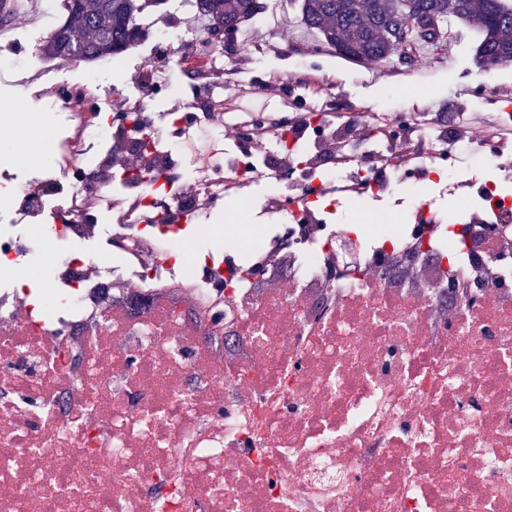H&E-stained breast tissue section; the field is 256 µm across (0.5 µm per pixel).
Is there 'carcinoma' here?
Listing matches in <instances>:
<instances>
[{
  "mask_svg": "<svg viewBox=\"0 0 512 512\" xmlns=\"http://www.w3.org/2000/svg\"><path fill=\"white\" fill-rule=\"evenodd\" d=\"M191 6L210 33L236 30L266 9L258 0H191ZM152 7L154 0H63L66 21L48 34L44 52L76 62L122 54L147 36L137 17ZM300 10L304 25L348 58L381 62L412 46L435 48L445 25L459 22L480 35L479 67L512 63L509 0H301ZM419 16L440 24L438 38L417 32L412 22Z\"/></svg>",
  "mask_w": 512,
  "mask_h": 512,
  "instance_id": "carcinoma-1",
  "label": "carcinoma"
}]
</instances>
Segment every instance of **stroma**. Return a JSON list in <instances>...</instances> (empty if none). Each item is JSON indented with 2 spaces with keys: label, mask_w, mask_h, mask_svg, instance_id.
<instances>
[{
  "label": "stroma",
  "mask_w": 512,
  "mask_h": 512,
  "mask_svg": "<svg viewBox=\"0 0 512 512\" xmlns=\"http://www.w3.org/2000/svg\"><path fill=\"white\" fill-rule=\"evenodd\" d=\"M261 16L244 22L236 33L233 51L224 55L222 85L229 112L249 113L270 108L262 88L269 83L281 87V99L291 111H299L301 100L319 97L321 85L333 92L325 105L335 112L366 107L403 118L420 112H451L458 100H466L465 119L481 115L512 125V64L483 70L475 63L478 35L474 29L449 24L441 45L421 48L412 63L398 56L373 63L350 60L335 50H322V37L301 21L298 0H264ZM25 23L8 22L0 27V56L15 54L17 48L44 44L47 29L62 25L67 17L62 6L46 9L44 0H29ZM287 23V41L259 40L253 33L278 23ZM118 68L105 62L62 63L37 56L32 68L0 70V105L13 107L29 122L23 138L39 134L40 126L54 121L44 107L48 89L59 83L77 86L95 82L96 101L137 100L144 84L141 76L152 68L150 59L137 50L123 53ZM40 176L33 165L17 163L12 148L0 149V190L13 194L12 207L21 208L26 199L23 185L35 184Z\"/></svg>",
  "instance_id": "obj_1"
}]
</instances>
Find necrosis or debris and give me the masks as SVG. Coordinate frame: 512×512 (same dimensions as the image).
<instances>
[{"mask_svg": "<svg viewBox=\"0 0 512 512\" xmlns=\"http://www.w3.org/2000/svg\"><path fill=\"white\" fill-rule=\"evenodd\" d=\"M216 48L179 64L189 112H154L174 84L103 121L90 96L46 126L35 166L66 184V204L0 225V512H512V200L498 184L503 142L459 113L383 129L382 150L336 158L369 135L363 112L222 119ZM267 140L258 135L265 127ZM213 146L205 180L177 143ZM232 154H225V141ZM447 186L440 219L410 203L375 208L390 171ZM263 181L275 225L227 215L222 271L172 226L211 233L205 212ZM356 182L351 224L315 205ZM156 215L112 210V185ZM113 213L99 224L100 211ZM112 241L102 256L64 243ZM53 272L45 301L16 286L15 261ZM192 284L195 299L154 289Z\"/></svg>", "mask_w": 512, "mask_h": 512, "instance_id": "4bbe7bcc", "label": "necrosis or debris"}]
</instances>
